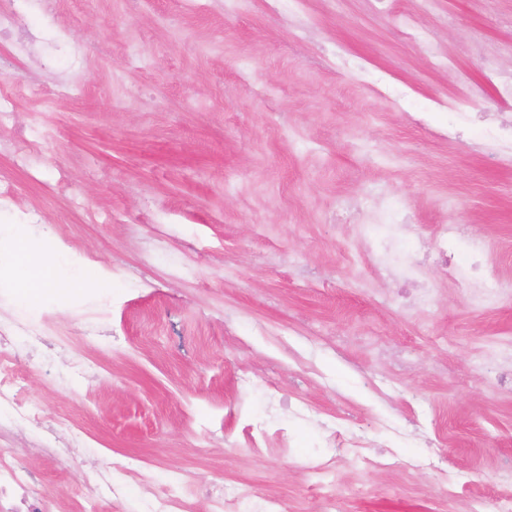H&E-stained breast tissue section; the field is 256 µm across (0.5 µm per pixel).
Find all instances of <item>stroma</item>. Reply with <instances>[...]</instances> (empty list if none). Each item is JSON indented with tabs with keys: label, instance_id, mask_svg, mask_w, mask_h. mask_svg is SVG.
<instances>
[{
	"label": "stroma",
	"instance_id": "35a3bbf8",
	"mask_svg": "<svg viewBox=\"0 0 512 512\" xmlns=\"http://www.w3.org/2000/svg\"><path fill=\"white\" fill-rule=\"evenodd\" d=\"M19 8L86 47L77 76L65 53L50 69L15 58L9 79L32 91L0 128L22 232L84 269L77 287L33 297L32 319L0 288L41 417L0 415V444L46 485L43 512L91 499L151 512L175 471L187 512H213V481L314 512L308 466L329 458L349 512H436L446 485L447 512H469L472 492L512 489V384L497 383L512 374V296L473 306L429 263L431 302L403 309L354 218L384 210L382 238L390 212L409 215L420 253L437 225L467 226L489 245V276L512 278V169L484 161L479 128L443 142L437 116L399 111L321 57L340 44L417 96L451 94L512 43L496 22L512 0H438L456 63L441 72L368 0H306L304 31L264 0L241 14L224 0ZM51 88L57 109L40 111ZM279 429L289 447L268 446ZM332 430L360 436L361 453L337 456ZM76 433L82 451L58 455Z\"/></svg>",
	"mask_w": 512,
	"mask_h": 512
}]
</instances>
